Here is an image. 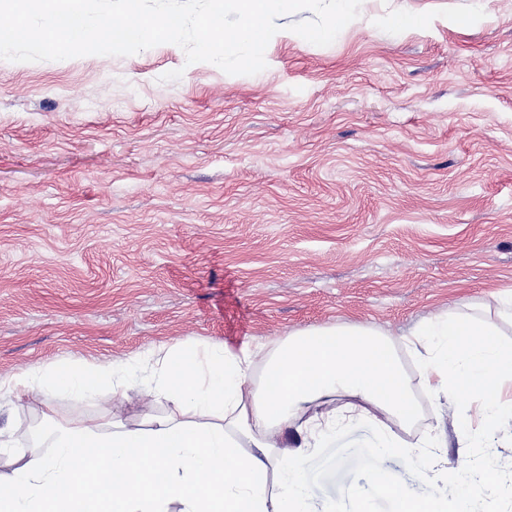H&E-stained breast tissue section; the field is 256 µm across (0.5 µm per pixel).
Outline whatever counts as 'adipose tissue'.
Wrapping results in <instances>:
<instances>
[{
    "mask_svg": "<svg viewBox=\"0 0 512 512\" xmlns=\"http://www.w3.org/2000/svg\"><path fill=\"white\" fill-rule=\"evenodd\" d=\"M505 321L512 323V296L481 313L437 316L401 342L373 327L340 324L238 352L184 342L120 367H31L1 379L0 389L36 400L51 420L59 399L133 392L164 398L175 410L148 428L52 420L48 454L26 460L0 448V512H338L332 501L310 503L302 466L357 422L371 428L377 458H413L430 489L417 499L374 463L372 485L392 495L396 512H492V502L512 492L492 460L451 470L437 455L447 445L440 428L414 443L395 429L418 424L419 388L440 405L474 404L457 417L463 447H484L494 430L512 423V402L504 400L512 392ZM403 347L416 358L419 385L401 363ZM340 395L348 399L344 409L330 406L305 419L312 401Z\"/></svg>",
    "mask_w": 512,
    "mask_h": 512,
    "instance_id": "obj_1",
    "label": "adipose tissue"
}]
</instances>
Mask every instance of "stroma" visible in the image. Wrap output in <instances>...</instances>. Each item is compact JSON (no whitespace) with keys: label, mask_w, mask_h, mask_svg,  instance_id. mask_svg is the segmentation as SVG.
Wrapping results in <instances>:
<instances>
[{"label":"stroma","mask_w":512,"mask_h":512,"mask_svg":"<svg viewBox=\"0 0 512 512\" xmlns=\"http://www.w3.org/2000/svg\"><path fill=\"white\" fill-rule=\"evenodd\" d=\"M310 17L279 18L251 76L171 43L0 60V378L344 323L398 339L512 294V0H362L328 46L290 31ZM418 400L405 439L440 425L459 467L457 407ZM169 409L84 398L56 419L145 427ZM47 427L0 395L17 456ZM373 446L360 425L316 449L313 504L393 512Z\"/></svg>","instance_id":"obj_1"}]
</instances>
